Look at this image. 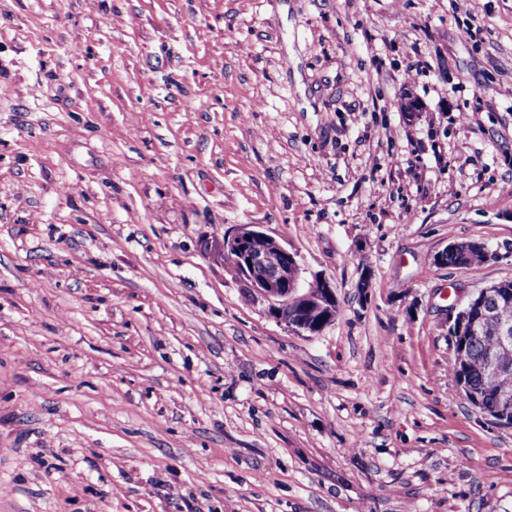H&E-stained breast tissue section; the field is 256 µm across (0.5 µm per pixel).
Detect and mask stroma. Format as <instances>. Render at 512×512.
<instances>
[{"label":"stroma","instance_id":"1","mask_svg":"<svg viewBox=\"0 0 512 512\" xmlns=\"http://www.w3.org/2000/svg\"><path fill=\"white\" fill-rule=\"evenodd\" d=\"M505 280L512 0H0V512H512L443 325ZM254 240H263L266 248L249 249ZM209 255L229 267L246 283L253 302L265 305L284 322L286 328L303 336L318 335L336 318V296L328 279L316 277L305 283L296 252L260 230L255 224H241L232 235L210 242ZM226 258V259H225ZM227 260V261H226ZM310 310L314 312L306 316ZM289 313V316H288ZM321 313L313 322L311 318ZM448 252L454 253L455 255L460 257V259L469 261V263L473 262L471 265L477 263L481 264L494 257V253L490 252L488 247L482 242H454L449 244L447 249L436 257V262H443L446 255H448V258L446 257L444 265L464 266V264L460 263L454 254H448Z\"/></svg>","mask_w":512,"mask_h":512}]
</instances>
